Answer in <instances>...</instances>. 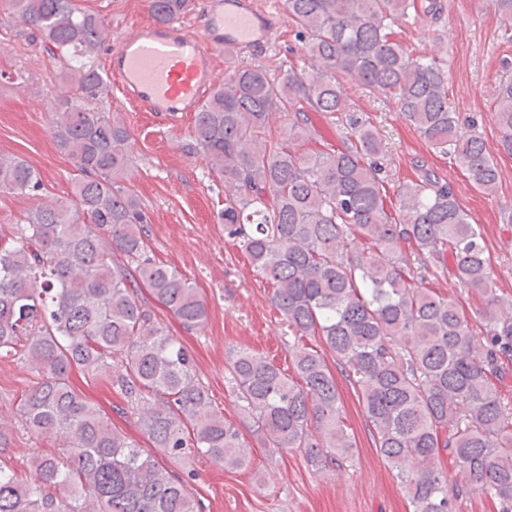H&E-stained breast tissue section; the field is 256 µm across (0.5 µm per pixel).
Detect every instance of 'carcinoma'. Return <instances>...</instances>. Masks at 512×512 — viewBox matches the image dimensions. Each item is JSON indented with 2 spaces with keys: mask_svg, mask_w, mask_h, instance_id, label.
<instances>
[{
  "mask_svg": "<svg viewBox=\"0 0 512 512\" xmlns=\"http://www.w3.org/2000/svg\"><path fill=\"white\" fill-rule=\"evenodd\" d=\"M192 0H151L167 24ZM38 48L68 70L52 126L57 147L81 177L70 204L29 215L0 238V358L23 352L44 373L22 400L27 429L62 442L34 458L29 482L0 460V512H201L189 481L165 468L70 382L73 370L113 372L151 447L172 458L194 451L228 469L251 451L224 413L210 408L183 344L154 307L187 329L203 325L207 303L194 283L147 256L145 215L120 185L134 150L126 125L102 107L108 79L93 59L104 21L75 0H9ZM416 0H287L288 22L314 61L310 72L236 67L195 115L194 146L227 183L224 234L273 288L293 336L288 376L263 355L233 352L230 374L241 408L264 448L298 453L316 472L346 466L354 443L336 376L320 341L358 397L374 447L405 485L411 512H460L477 495L512 512V316L503 317L479 225L455 194L426 172L399 185L398 210L381 193L383 140L349 107L336 74L393 95L430 148L462 167L487 195L498 169L482 139L459 126L445 72L412 58L394 24ZM334 118L343 146L303 151L308 112ZM274 112H291L286 139L271 135ZM495 121L512 155V76L499 81ZM41 186L38 172L0 156V191ZM419 257L413 268L401 245ZM451 268L483 301L475 335L458 304L426 286L427 261ZM512 308V300L506 302ZM453 478L440 465L443 453Z\"/></svg>",
  "mask_w": 512,
  "mask_h": 512,
  "instance_id": "cac0c4a2",
  "label": "carcinoma"
}]
</instances>
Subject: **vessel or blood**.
Masks as SVG:
<instances>
[{
    "label": "vessel or blood",
    "mask_w": 512,
    "mask_h": 512,
    "mask_svg": "<svg viewBox=\"0 0 512 512\" xmlns=\"http://www.w3.org/2000/svg\"><path fill=\"white\" fill-rule=\"evenodd\" d=\"M280 17L259 0H207L202 33L175 24H139L109 54V71L141 111L168 118L197 111L220 79L224 48L271 43Z\"/></svg>",
    "instance_id": "1"
}]
</instances>
